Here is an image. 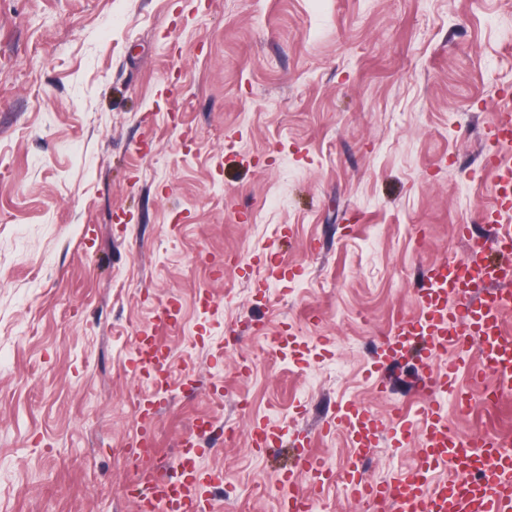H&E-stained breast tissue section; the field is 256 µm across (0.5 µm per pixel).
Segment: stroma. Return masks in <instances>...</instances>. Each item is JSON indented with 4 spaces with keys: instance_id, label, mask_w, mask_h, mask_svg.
<instances>
[{
    "instance_id": "35a3bbf8",
    "label": "stroma",
    "mask_w": 512,
    "mask_h": 512,
    "mask_svg": "<svg viewBox=\"0 0 512 512\" xmlns=\"http://www.w3.org/2000/svg\"><path fill=\"white\" fill-rule=\"evenodd\" d=\"M510 109L512 0H0V512H140L134 388L162 404L159 462L206 417L201 468L260 485L194 486L209 512H283L308 433L343 469L338 405L421 425L369 340L497 211ZM146 334L167 390L133 367ZM259 422L281 443L250 449ZM417 461L389 434L364 469ZM487 140H491L495 146H512V113L511 111L500 114L497 122L487 132Z\"/></svg>"
}]
</instances>
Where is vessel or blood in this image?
Segmentation results:
<instances>
[{
  "label": "vessel or blood",
  "instance_id": "vessel-or-blood-1",
  "mask_svg": "<svg viewBox=\"0 0 512 512\" xmlns=\"http://www.w3.org/2000/svg\"><path fill=\"white\" fill-rule=\"evenodd\" d=\"M495 146H512V113H501L487 133ZM498 207L512 209V166L497 164ZM467 252L463 259L445 260L427 266L423 275L418 312L402 317L379 341L373 368L378 374L380 392H387L385 366L414 357L423 371L414 384L428 394L421 415L420 430L405 426L411 434L419 463L383 484L371 483L362 461L378 446L385 423L364 407L340 406L333 420L346 430L352 441L353 459L341 478L359 499L385 500L392 512H512V451L503 449L490 435L474 441L471 435L451 430L444 416V396H452L458 405H467L473 394L457 382L458 364H444L448 348L458 356L477 351L479 374L497 378L498 396L512 393V338L504 333V315L512 311V228L493 237L473 236L467 225ZM459 305H449V297ZM168 353L153 337H142L137 345L135 365L159 387L166 384ZM154 403L141 404L137 436L130 453L137 458L149 457L154 447L151 420ZM205 419H197L191 432L181 442L177 467L181 482L171 485L157 482L152 493L141 502V512H196L197 500L192 486L204 472L197 461L204 453ZM297 465L309 478L307 492H294L287 498L288 512H307L308 495L321 487L327 471L311 452H303ZM444 465L452 470L451 478L430 483L431 468Z\"/></svg>",
  "mask_w": 512,
  "mask_h": 512
}]
</instances>
